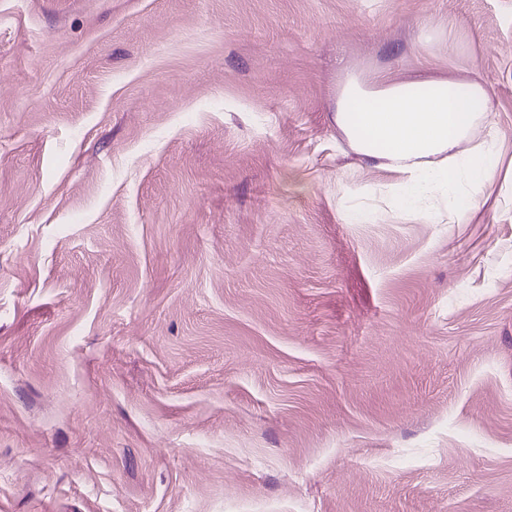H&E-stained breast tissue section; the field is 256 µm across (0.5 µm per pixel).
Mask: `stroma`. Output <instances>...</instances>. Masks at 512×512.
Here are the masks:
<instances>
[{
  "label": "stroma",
  "instance_id": "stroma-1",
  "mask_svg": "<svg viewBox=\"0 0 512 512\" xmlns=\"http://www.w3.org/2000/svg\"><path fill=\"white\" fill-rule=\"evenodd\" d=\"M423 69L512 159V0H0V512H512V174L349 221Z\"/></svg>",
  "mask_w": 512,
  "mask_h": 512
}]
</instances>
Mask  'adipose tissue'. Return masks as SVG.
<instances>
[{
	"label": "adipose tissue",
	"instance_id": "ef3b65f1",
	"mask_svg": "<svg viewBox=\"0 0 512 512\" xmlns=\"http://www.w3.org/2000/svg\"><path fill=\"white\" fill-rule=\"evenodd\" d=\"M334 120L366 166L395 173L389 210L428 224H457L481 206L478 191L500 160L488 92L444 74L350 75L336 92ZM487 128L476 140V127Z\"/></svg>",
	"mask_w": 512,
	"mask_h": 512
}]
</instances>
